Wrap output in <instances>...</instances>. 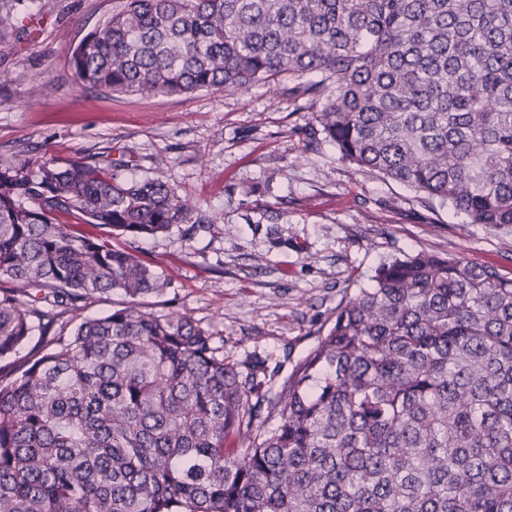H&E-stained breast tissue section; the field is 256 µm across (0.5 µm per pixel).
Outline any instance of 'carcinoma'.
Instances as JSON below:
<instances>
[{
  "label": "carcinoma",
  "instance_id": "carcinoma-1",
  "mask_svg": "<svg viewBox=\"0 0 512 512\" xmlns=\"http://www.w3.org/2000/svg\"><path fill=\"white\" fill-rule=\"evenodd\" d=\"M70 63L141 96L286 74L341 160L512 225V0H113ZM190 214L103 155L0 158V512H512V278L393 255L274 391L266 361L140 309L163 282L137 250L74 230ZM114 291L127 307L53 331Z\"/></svg>",
  "mask_w": 512,
  "mask_h": 512
}]
</instances>
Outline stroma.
<instances>
[{"label":"stroma","instance_id":"obj_1","mask_svg":"<svg viewBox=\"0 0 512 512\" xmlns=\"http://www.w3.org/2000/svg\"><path fill=\"white\" fill-rule=\"evenodd\" d=\"M111 0H0V157L63 164L102 153L166 182L208 218L137 243L165 281L142 308L191 317L224 355L287 377L387 257L426 251L512 277V226L465 223L342 161L287 76L244 93L108 94L71 49Z\"/></svg>","mask_w":512,"mask_h":512}]
</instances>
